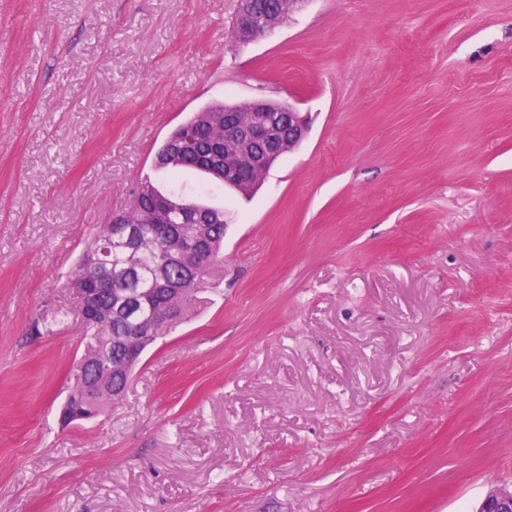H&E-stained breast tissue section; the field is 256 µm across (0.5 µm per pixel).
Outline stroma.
Returning a JSON list of instances; mask_svg holds the SVG:
<instances>
[{"mask_svg":"<svg viewBox=\"0 0 512 512\" xmlns=\"http://www.w3.org/2000/svg\"><path fill=\"white\" fill-rule=\"evenodd\" d=\"M0 0V512H470L512 481V0ZM309 118L245 198L193 112ZM224 211L223 294L60 426L62 282L138 181ZM253 0H241L242 9L236 19V32L241 45H249L268 31L278 28L283 23V15L278 11L258 14L253 7Z\"/></svg>","mask_w":512,"mask_h":512,"instance_id":"1","label":"stroma"}]
</instances>
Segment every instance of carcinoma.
<instances>
[{"label": "carcinoma", "mask_w": 512, "mask_h": 512, "mask_svg": "<svg viewBox=\"0 0 512 512\" xmlns=\"http://www.w3.org/2000/svg\"><path fill=\"white\" fill-rule=\"evenodd\" d=\"M247 111L249 107L243 105L212 103L192 113L159 146L156 169H190L216 180L224 177V166L213 171L206 162L179 155L173 145L183 132L192 129L196 156L222 154L225 114ZM262 181L260 169L240 170L234 175L233 190L249 197ZM161 203L169 208L171 221L166 224L167 235L159 239L154 233L153 220ZM183 211L204 212L214 217V222L189 224L181 217ZM128 228L140 234L135 245L138 271L134 273L128 270V252L113 247V240ZM224 231V210L176 194L165 195L149 179L137 184L132 203L120 216L119 223L97 227L80 254L74 272L62 285L76 304L84 344L74 368L72 389L61 410L62 424L93 419L125 393L129 376L121 372L124 353L116 340L132 331L136 320L115 312L116 294L136 290L158 306L141 315L150 324L141 342V349L147 350L207 302V294L224 274ZM190 243L196 244L197 249L196 262L191 267L176 258V252ZM87 282L104 284V291L96 300V307L102 311L99 317L87 316L77 291Z\"/></svg>", "instance_id": "cac0c4a2"}]
</instances>
